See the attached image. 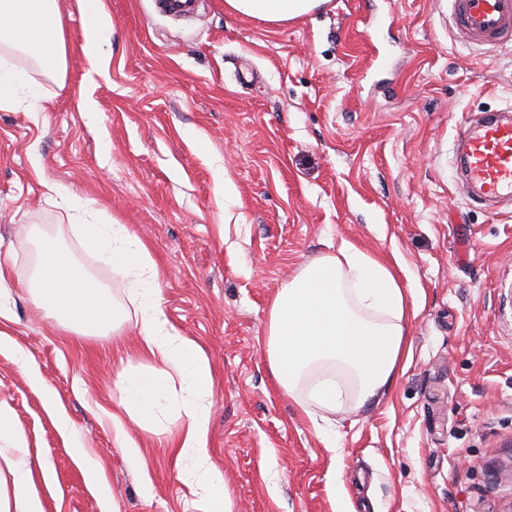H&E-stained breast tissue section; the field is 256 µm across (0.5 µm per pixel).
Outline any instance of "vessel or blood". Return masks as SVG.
I'll return each instance as SVG.
<instances>
[{"instance_id": "1", "label": "vessel or blood", "mask_w": 512, "mask_h": 512, "mask_svg": "<svg viewBox=\"0 0 512 512\" xmlns=\"http://www.w3.org/2000/svg\"><path fill=\"white\" fill-rule=\"evenodd\" d=\"M455 35L467 44H512V0H448ZM463 182L478 201L512 202V113L468 117L458 132L456 155Z\"/></svg>"}]
</instances>
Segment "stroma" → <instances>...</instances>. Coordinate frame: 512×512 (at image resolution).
<instances>
[{"label": "stroma", "mask_w": 512, "mask_h": 512, "mask_svg": "<svg viewBox=\"0 0 512 512\" xmlns=\"http://www.w3.org/2000/svg\"><path fill=\"white\" fill-rule=\"evenodd\" d=\"M57 2L62 78L15 55L42 110L0 111V402L46 512H196L168 446L186 392L170 388L139 427L120 385L155 362L132 322L81 336L27 288L39 231L132 308L127 278L46 180L95 199L152 254L168 330L211 363L207 446L234 512H512V205L471 200L453 165L460 124L512 110V45L457 40L448 0H326L277 26L224 0L190 20L103 0L112 35L91 81L78 0ZM343 239L398 258L416 313L395 384L318 430L270 372L267 309Z\"/></svg>", "instance_id": "35a3bbf8"}]
</instances>
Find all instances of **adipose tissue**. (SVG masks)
I'll return each mask as SVG.
<instances>
[{
	"label": "adipose tissue",
	"mask_w": 512,
	"mask_h": 512,
	"mask_svg": "<svg viewBox=\"0 0 512 512\" xmlns=\"http://www.w3.org/2000/svg\"><path fill=\"white\" fill-rule=\"evenodd\" d=\"M325 0H224L230 12L270 25L313 13ZM84 21L82 51L99 66L112 34L102 0H80ZM31 57L43 72L58 76L65 60L63 20L56 0H0V111L36 112L41 91L13 62L14 52ZM60 201L95 245L102 261L117 272H132L129 283L134 328L156 368L125 378L121 403L139 420H151L173 385L185 389L181 431L171 442L184 482L196 487L201 512H233L224 476L207 448L209 412L195 395L211 389L207 357L189 340L170 333L153 283L157 267L144 243L127 225L103 223L94 200L70 186L50 183ZM38 265L31 280L36 305L85 335L114 328L117 318L103 285L75 263L51 237L34 239ZM411 287L380 254L341 241L335 250L302 266L275 293L268 308L270 370L282 390L307 410L336 413L351 404L361 409L394 382L403 362ZM0 448L13 475V494L0 495V512H44L32 487L29 451L18 445L10 410L0 403Z\"/></svg>",
	"instance_id": "1"
}]
</instances>
